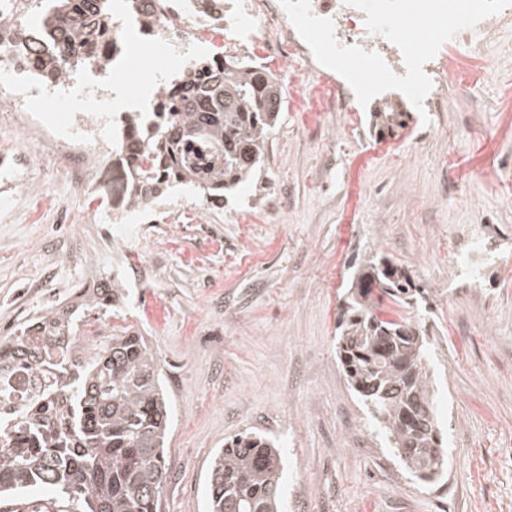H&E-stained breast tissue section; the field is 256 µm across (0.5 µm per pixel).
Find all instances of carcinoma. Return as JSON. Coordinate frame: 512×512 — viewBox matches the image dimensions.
Masks as SVG:
<instances>
[{
	"label": "carcinoma",
	"mask_w": 512,
	"mask_h": 512,
	"mask_svg": "<svg viewBox=\"0 0 512 512\" xmlns=\"http://www.w3.org/2000/svg\"><path fill=\"white\" fill-rule=\"evenodd\" d=\"M45 3L37 26L0 21V44L19 53L39 42L51 53L37 76L57 82L75 67L101 69L95 44L112 36L109 0H18L26 15ZM202 61L190 63L182 83L180 111L155 112L151 124L132 114L140 143L121 155L131 173L127 200L141 205L161 198L176 183L200 192L231 189L255 176L284 104L272 75L243 61L196 79ZM408 113L387 106L374 113L378 134L394 136ZM205 141L214 161L198 173L186 151ZM165 178H160V174ZM97 308L109 311L121 295L116 282L100 284ZM417 293L410 272L383 256L355 269L351 296L341 311L337 349L343 372L384 444L403 468L424 484L441 481L447 448L438 423L431 382V346L422 321L408 314L380 313L388 299L407 309ZM18 372L38 353L18 336L8 343ZM64 395L39 397L21 418L0 416V507L18 512L26 491L56 492L29 512H160L167 481L165 441L170 403L160 368L143 337L130 330L112 334L83 367H57ZM283 458L275 439L240 433L224 443L207 476L208 512H281Z\"/></svg>",
	"instance_id": "obj_1"
}]
</instances>
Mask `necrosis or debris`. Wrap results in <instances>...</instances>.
<instances>
[{
  "label": "necrosis or debris",
  "mask_w": 512,
  "mask_h": 512,
  "mask_svg": "<svg viewBox=\"0 0 512 512\" xmlns=\"http://www.w3.org/2000/svg\"><path fill=\"white\" fill-rule=\"evenodd\" d=\"M143 15L136 23H129L125 0L112 6V37L98 46V55L112 66V81L120 83L126 55L127 37L137 38L156 46L170 63V74L181 73L192 57L202 51L204 44L222 42V49L208 56L206 71L200 79L224 69L228 53L243 58L256 57L280 67L293 77L311 79L324 72L310 47L302 39L280 0H143ZM310 10L318 17L332 19L334 36L343 45H357L378 53L397 75H405L406 67L400 49L382 35L371 33L361 10L346 5L344 0H310ZM281 26L279 39L272 44L261 43L259 33L266 22ZM495 17H487L475 27L460 31L445 42L443 49L427 62L424 70L429 77H438L446 68V52L462 49L482 55L486 35L494 30ZM20 65L13 49L0 50V87L10 86V95L0 98V105L15 110L21 122L36 136L38 151L34 160L43 154L62 156L64 163L60 178L74 191H82L112 174L121 181L127 176L121 157L112 153L111 130L128 127V114H116L107 95L75 89L73 81H66L39 90L38 102L16 86ZM25 154L9 145L0 146V195L7 198L26 197L31 192L20 171ZM81 285L57 292L53 300L40 308L24 322L26 336L41 341L50 328L55 312H64L76 327H83L88 319V305L98 297L96 277L86 275ZM100 341L98 332L75 337L63 354L44 356L31 370L18 373L13 382L14 395L0 400V414L19 415L29 400L50 389L60 388L55 370L59 359L70 364H82Z\"/></svg>",
  "instance_id": "necrosis-or-debris-1"
}]
</instances>
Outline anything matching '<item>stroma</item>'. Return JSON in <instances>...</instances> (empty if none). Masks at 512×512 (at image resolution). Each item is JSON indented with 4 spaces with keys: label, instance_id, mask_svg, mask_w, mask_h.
<instances>
[{
    "label": "stroma",
    "instance_id": "1",
    "mask_svg": "<svg viewBox=\"0 0 512 512\" xmlns=\"http://www.w3.org/2000/svg\"><path fill=\"white\" fill-rule=\"evenodd\" d=\"M422 117L396 136L372 126L378 101L342 102L315 79L284 80L285 103L254 182L204 209L178 184L136 238L113 243L125 266L123 307L99 315L144 336L172 419L162 512H205L215 451L247 431L278 439L284 512H512V65L485 72L455 55ZM32 224L0 223V334L20 324L26 283L56 269L74 285L104 253L112 183L78 199L52 159L24 169ZM93 211L64 224L39 195ZM287 207H279L280 198ZM385 254L427 299L432 383L447 435L441 483L420 484L392 457L336 353L341 305L358 264Z\"/></svg>",
    "mask_w": 512,
    "mask_h": 512
}]
</instances>
